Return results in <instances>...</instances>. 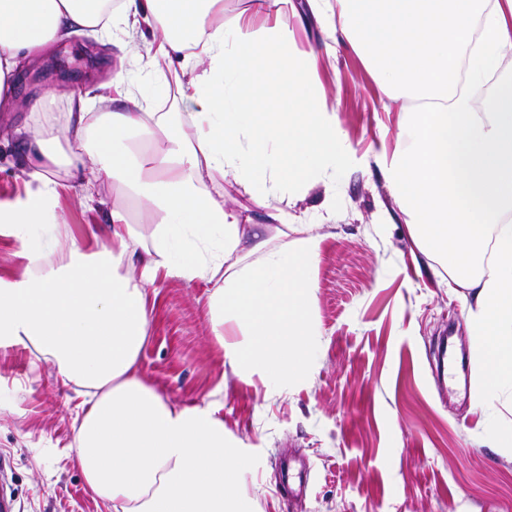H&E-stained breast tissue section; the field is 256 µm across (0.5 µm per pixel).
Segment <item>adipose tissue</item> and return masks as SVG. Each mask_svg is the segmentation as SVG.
I'll return each instance as SVG.
<instances>
[{"instance_id": "adipose-tissue-1", "label": "adipose tissue", "mask_w": 512, "mask_h": 512, "mask_svg": "<svg viewBox=\"0 0 512 512\" xmlns=\"http://www.w3.org/2000/svg\"><path fill=\"white\" fill-rule=\"evenodd\" d=\"M277 0H248L224 23V0H0V107L19 74L79 28L111 36L147 30L148 63L204 58L180 85L190 112H148L125 68L111 88L124 108L71 115L85 151L63 154L18 129L41 187L0 207V234L27 261L0 277V348L30 347L63 384L87 391L74 461L112 512H252L237 483L247 461L213 405L178 407L137 367L148 337V286L158 274L211 283V331L227 364L287 386L304 380L318 344L312 273L323 237L286 212L247 224L210 188L215 175L275 198L336 178L346 145L314 79V50L278 26L254 27ZM320 27L342 35L390 100H408L403 134L382 158L421 252L470 291L476 389L512 407V79L482 103L483 83L512 48V0H311ZM467 88H459L458 74ZM66 169L86 192L99 179L162 215L150 235L109 213V242L87 251L55 223L51 175ZM490 271L479 269L485 246Z\"/></svg>"}]
</instances>
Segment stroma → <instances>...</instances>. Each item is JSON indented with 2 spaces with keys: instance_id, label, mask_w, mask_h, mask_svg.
<instances>
[{
  "instance_id": "1",
  "label": "stroma",
  "mask_w": 512,
  "mask_h": 512,
  "mask_svg": "<svg viewBox=\"0 0 512 512\" xmlns=\"http://www.w3.org/2000/svg\"><path fill=\"white\" fill-rule=\"evenodd\" d=\"M272 22L318 55L316 78L336 109L347 143L333 182L292 195L287 212L299 224L322 218L324 241L313 271L320 344L309 376L279 390L259 375L226 365L210 331V286L177 277L150 288L152 320L140 375L178 406L215 404L226 433L248 448L240 486L255 512H512V459L481 440L512 411L485 412L474 371L439 360V337L469 350L463 287L412 242L383 175V147L401 134L398 104L349 45L329 51L309 0H278ZM142 39L115 33L111 43L87 29L27 65L10 111L0 112V203L38 188L30 176L19 127H63L72 92L91 97L117 65L132 91L147 89L154 112H182L183 71L158 61L167 83L150 86L140 62ZM44 97L40 115L28 103ZM55 218L91 251L107 243L106 215L127 211L147 230L160 217L102 180L93 195L57 178ZM227 207L255 224L269 223L277 200L232 176L216 177ZM82 402L50 364L30 350L0 349V466L16 497L15 512H111L88 489L72 460Z\"/></svg>"
}]
</instances>
